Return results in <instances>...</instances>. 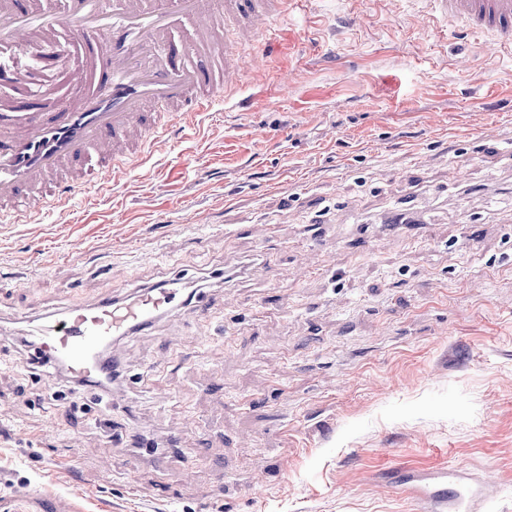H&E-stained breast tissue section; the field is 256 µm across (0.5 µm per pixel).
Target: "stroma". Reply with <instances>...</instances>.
<instances>
[{
  "label": "stroma",
  "mask_w": 512,
  "mask_h": 512,
  "mask_svg": "<svg viewBox=\"0 0 512 512\" xmlns=\"http://www.w3.org/2000/svg\"><path fill=\"white\" fill-rule=\"evenodd\" d=\"M276 29L120 190L0 223V512H419L393 473L448 469L512 512V50L418 0ZM169 279L205 317L118 341L110 394L31 375L37 318Z\"/></svg>",
  "instance_id": "stroma-1"
}]
</instances>
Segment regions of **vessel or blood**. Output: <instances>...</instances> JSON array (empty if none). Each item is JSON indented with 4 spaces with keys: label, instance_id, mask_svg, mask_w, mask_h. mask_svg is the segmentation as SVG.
<instances>
[{
    "label": "vessel or blood",
    "instance_id": "obj_1",
    "mask_svg": "<svg viewBox=\"0 0 512 512\" xmlns=\"http://www.w3.org/2000/svg\"><path fill=\"white\" fill-rule=\"evenodd\" d=\"M299 0H224V26L210 25L212 0H64L61 15L0 0V79L19 80L16 55L38 57L45 34L61 26L77 43L84 65L71 69L76 92L61 109L43 111L37 99H0V222L23 224L60 202L118 176L173 132L220 104V89L237 85L248 68L241 44L266 31ZM444 25L512 45V0H423ZM190 39H179L184 27ZM175 282L139 288L72 307L44 324L39 335L52 359L90 388L103 383L113 362L99 356L113 339L150 327L184 308ZM425 501L430 512L447 504L462 473L440 471Z\"/></svg>",
    "mask_w": 512,
    "mask_h": 512
}]
</instances>
